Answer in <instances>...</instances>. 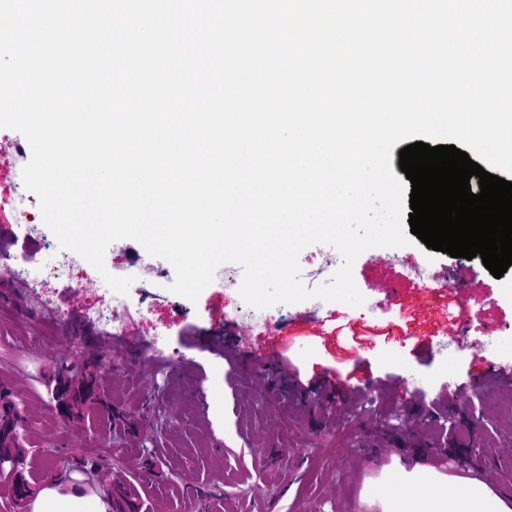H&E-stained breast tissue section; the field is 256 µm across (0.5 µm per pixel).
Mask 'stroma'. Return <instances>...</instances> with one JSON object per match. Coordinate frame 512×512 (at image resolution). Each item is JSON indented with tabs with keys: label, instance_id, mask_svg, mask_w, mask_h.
I'll return each mask as SVG.
<instances>
[{
	"label": "stroma",
	"instance_id": "35a3bbf8",
	"mask_svg": "<svg viewBox=\"0 0 512 512\" xmlns=\"http://www.w3.org/2000/svg\"><path fill=\"white\" fill-rule=\"evenodd\" d=\"M0 148V196L11 199L0 211V384L26 417L30 453L110 454L148 512H379L368 491L382 471L419 463L512 498V384L477 382L483 356L512 372V266L496 278L478 256L421 242L375 247L352 268L363 306L312 299L254 317L239 295L240 265L220 266L192 302L170 292V263L122 239L105 266L136 286L117 337L108 319H83L107 307L86 260L74 258L72 279L44 297L21 278L61 250L18 177L26 138L0 128ZM415 264L444 273L449 293L425 291L408 274ZM155 331L169 361L149 351ZM68 347L106 352L105 390L128 412H149L158 440L59 415L49 381ZM289 369L303 382L369 381L332 396L291 385Z\"/></svg>",
	"mask_w": 512,
	"mask_h": 512
}]
</instances>
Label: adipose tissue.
<instances>
[{
    "label": "adipose tissue",
    "instance_id": "obj_1",
    "mask_svg": "<svg viewBox=\"0 0 512 512\" xmlns=\"http://www.w3.org/2000/svg\"><path fill=\"white\" fill-rule=\"evenodd\" d=\"M370 496L380 512H512V502L482 481L445 475L425 465L385 469ZM27 510L111 512V504L104 495L47 481L33 490Z\"/></svg>",
    "mask_w": 512,
    "mask_h": 512
}]
</instances>
